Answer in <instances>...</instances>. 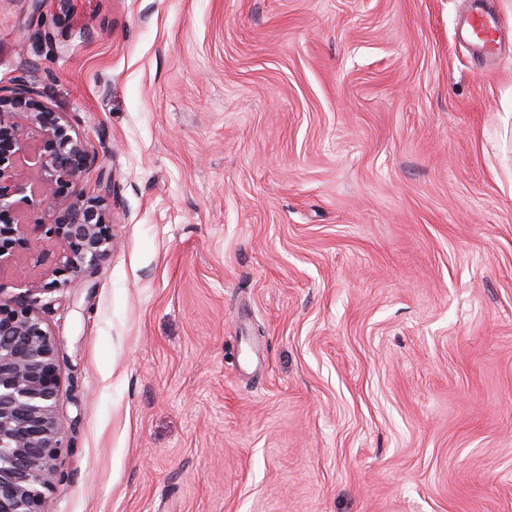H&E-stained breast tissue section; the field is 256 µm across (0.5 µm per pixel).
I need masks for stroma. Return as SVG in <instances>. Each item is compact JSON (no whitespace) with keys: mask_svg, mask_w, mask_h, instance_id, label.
<instances>
[{"mask_svg":"<svg viewBox=\"0 0 512 512\" xmlns=\"http://www.w3.org/2000/svg\"><path fill=\"white\" fill-rule=\"evenodd\" d=\"M0 0L112 252L37 310L55 512H512V0ZM42 232L0 294L58 267ZM467 36L478 50L492 54L496 48L497 29L491 20L477 10L468 23Z\"/></svg>","mask_w":512,"mask_h":512,"instance_id":"obj_1","label":"stroma"}]
</instances>
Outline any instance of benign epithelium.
Wrapping results in <instances>:
<instances>
[{
	"label": "benign epithelium",
	"instance_id": "7a95c632",
	"mask_svg": "<svg viewBox=\"0 0 512 512\" xmlns=\"http://www.w3.org/2000/svg\"><path fill=\"white\" fill-rule=\"evenodd\" d=\"M22 78L0 85V268L38 228L63 247L60 273H82L112 251V213L69 192L92 166L83 141ZM47 205L49 209L41 210ZM42 279L0 298V512H53L65 424L56 341L36 311Z\"/></svg>",
	"mask_w": 512,
	"mask_h": 512
}]
</instances>
